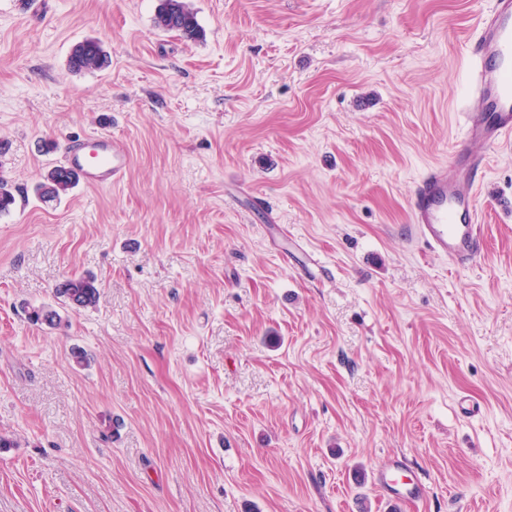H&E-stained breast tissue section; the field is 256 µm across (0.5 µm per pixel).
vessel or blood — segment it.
<instances>
[{
    "instance_id": "vessel-or-blood-1",
    "label": "vessel or blood",
    "mask_w": 512,
    "mask_h": 512,
    "mask_svg": "<svg viewBox=\"0 0 512 512\" xmlns=\"http://www.w3.org/2000/svg\"><path fill=\"white\" fill-rule=\"evenodd\" d=\"M468 96L462 115L466 146L433 165L409 201L416 237L452 266L473 265L486 251L476 196L490 155L512 141V0H490L469 46ZM124 148L107 133L72 142L63 165L87 186L109 187L126 171Z\"/></svg>"
}]
</instances>
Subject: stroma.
<instances>
[{"mask_svg": "<svg viewBox=\"0 0 512 512\" xmlns=\"http://www.w3.org/2000/svg\"><path fill=\"white\" fill-rule=\"evenodd\" d=\"M189 3L196 41L159 0H0V512H512V144L476 265L409 212L487 0ZM86 39L111 62L71 72ZM100 132L123 179L42 202ZM85 273L97 305L57 301ZM390 461L397 508L350 480ZM155 26L166 32H178L190 40L203 36L196 13L186 0H160ZM78 183V177L67 172L63 167L56 166L46 172L43 180L35 188L37 195L43 200H60Z\"/></svg>", "mask_w": 512, "mask_h": 512, "instance_id": "obj_1", "label": "stroma"}]
</instances>
